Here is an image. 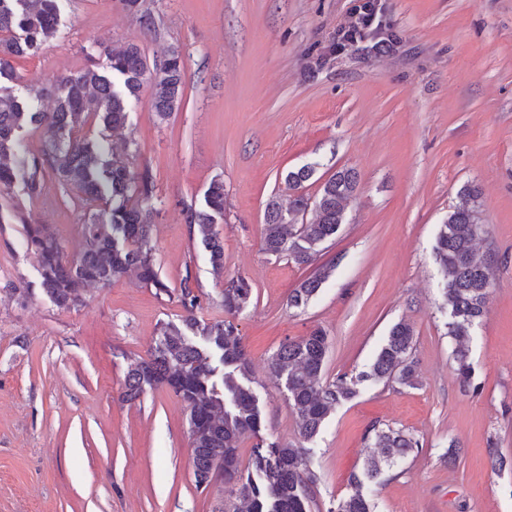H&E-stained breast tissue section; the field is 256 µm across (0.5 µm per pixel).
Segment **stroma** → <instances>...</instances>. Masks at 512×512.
<instances>
[{
    "label": "stroma",
    "instance_id": "1",
    "mask_svg": "<svg viewBox=\"0 0 512 512\" xmlns=\"http://www.w3.org/2000/svg\"><path fill=\"white\" fill-rule=\"evenodd\" d=\"M382 3L394 50L358 42L318 70L311 63L347 24L352 0H145L149 29L121 0H60L56 37L14 58L23 98L30 81L91 62L107 68L103 46L128 42L151 61L179 47L188 81L168 120L150 114L145 89L109 135L115 150L132 143L135 170L151 176L155 264L168 293L130 275L89 287L79 308L56 307L15 214L49 225L70 255L80 211L50 173L40 198L19 184L0 196V512H212L218 492L194 485L181 399L159 388L128 402L122 391L130 358L146 356L160 322L183 316L184 282L200 286L201 322L225 317L219 278L185 221L216 179L227 203L224 276L253 287L233 317L262 412L242 461L260 442L302 446L317 476L314 510L329 512L362 470L372 428L390 427L421 447L371 485L374 512H512V471L490 463L494 450L512 456V0ZM307 164L311 195L336 170L358 174L345 224L311 267L261 248L267 201ZM467 184L481 192L478 246L494 260V280L464 389L434 246ZM318 266L330 277L306 307H289ZM400 321L414 331L415 386L364 383L301 439L271 355L318 326L330 341L325 379L355 375ZM454 438L466 453L451 467Z\"/></svg>",
    "mask_w": 512,
    "mask_h": 512
}]
</instances>
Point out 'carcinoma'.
<instances>
[{
	"label": "carcinoma",
	"instance_id": "1",
	"mask_svg": "<svg viewBox=\"0 0 512 512\" xmlns=\"http://www.w3.org/2000/svg\"><path fill=\"white\" fill-rule=\"evenodd\" d=\"M125 9L150 28L153 18L144 0H122ZM59 0H0V195L15 183L26 194L40 196L46 171L55 175L66 196L83 212L79 251L68 256L56 234L43 224L27 225V249L37 260L41 286L61 309L80 306L85 286L103 287L128 272L159 292L168 291L154 263L152 227L156 208L148 170L137 172L129 159L111 152L106 132L123 128L140 102L139 92L150 84L149 110L165 121L181 107L186 85L182 53L175 46L162 51V60L148 64L140 47L129 43L107 47L108 70L94 64L57 76L48 86L29 85L30 100L16 96L10 83L19 80L11 59L34 55L59 30ZM54 108L44 111L30 101L45 96ZM100 127L96 135L84 128ZM28 126L43 130L46 146L39 156H26L19 132ZM314 168L304 165L284 177L285 191L272 196L265 207L262 249L286 256L297 265L313 262L316 247L336 235L346 222L345 202L357 187L352 169L331 175L311 197L304 184ZM461 194L474 206L459 207L440 225L435 260L444 280V298L450 322L448 335L455 341V372L468 384L471 329L486 312L494 275L493 263L475 257L482 232L478 193L465 185ZM315 212L303 224L300 215ZM226 217L224 181L210 183L200 208L185 213L190 232L196 235L214 270L224 268V242L217 224ZM322 267L302 281L288 297V304L304 307L329 277ZM253 289L242 277L223 283L224 312L234 315L251 303ZM179 302L185 315L161 324L147 357L130 359L122 396L138 399L146 390L171 389L188 410L192 474L196 488L203 478L224 480V497L212 512H312L310 488L316 481L305 449L272 443L254 448L250 462L241 467L240 442L259 433L261 410L253 392L250 362L236 325L230 320L200 323L194 311L198 295L190 280L181 286ZM414 334L398 322L392 326L370 368L356 376L342 374L322 381L329 341L321 328L283 343L269 360V370L285 380L288 401L296 415L300 436L309 440L329 415L352 399L367 381L415 384L416 369L410 360ZM363 470L349 478L350 492L331 512H373L367 486L384 471L419 449L414 437L392 428L376 429Z\"/></svg>",
	"mask_w": 512,
	"mask_h": 512
}]
</instances>
